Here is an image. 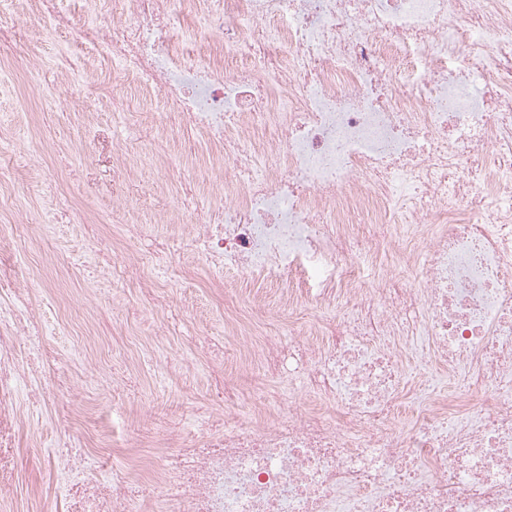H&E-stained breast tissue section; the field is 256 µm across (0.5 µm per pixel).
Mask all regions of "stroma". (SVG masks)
<instances>
[{
    "label": "stroma",
    "mask_w": 512,
    "mask_h": 512,
    "mask_svg": "<svg viewBox=\"0 0 512 512\" xmlns=\"http://www.w3.org/2000/svg\"><path fill=\"white\" fill-rule=\"evenodd\" d=\"M15 16L26 35L23 56L0 62V82L10 86L0 93V129L10 134L0 141L10 161L0 190L14 205L8 223L25 225L26 234L21 242L0 238V262L17 272V287L35 289L21 342L45 351L65 413L41 404L22 415L7 440L22 465L0 486V512H29L51 490L46 448H82L102 426L120 469L136 454L127 432L151 416L190 436L187 410H218L222 380L252 391L260 375L230 333V308H269L280 295L233 270L213 274L188 244L193 214L224 201L221 157L207 135L156 101L137 113L138 138L121 152L128 130L112 99L133 97L134 88L98 60L88 74L92 93L65 96L57 67L70 52L63 37L46 36L27 0H16ZM167 148L182 157L181 177L166 174ZM145 249L171 252L169 285L156 300L111 277ZM78 348L89 359L105 355L104 369L72 362Z\"/></svg>",
    "instance_id": "stroma-1"
}]
</instances>
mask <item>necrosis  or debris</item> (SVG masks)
<instances>
[{
    "label": "necrosis or debris",
    "instance_id": "1",
    "mask_svg": "<svg viewBox=\"0 0 512 512\" xmlns=\"http://www.w3.org/2000/svg\"><path fill=\"white\" fill-rule=\"evenodd\" d=\"M62 0L36 15L224 149L210 268L294 282L305 336L247 352L222 435L117 473L51 452L35 512H512V0ZM192 15L182 36L172 14ZM219 31L208 57L194 45ZM379 265L373 286L361 270ZM29 289L0 297V431ZM313 404H286L280 381ZM178 478L144 498L139 472Z\"/></svg>",
    "mask_w": 512,
    "mask_h": 512
}]
</instances>
